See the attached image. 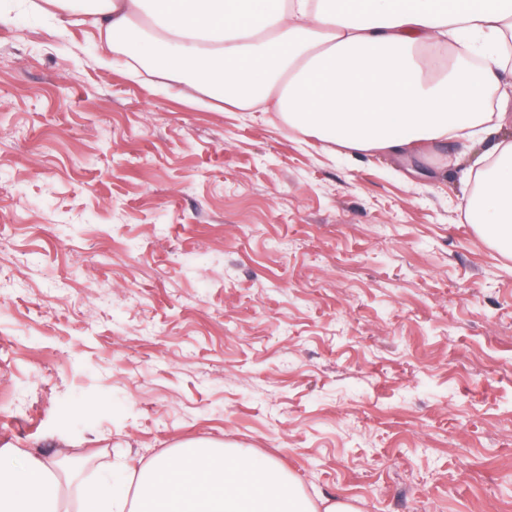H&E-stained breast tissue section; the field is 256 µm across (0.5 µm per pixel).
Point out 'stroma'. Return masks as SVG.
<instances>
[{
	"mask_svg": "<svg viewBox=\"0 0 512 512\" xmlns=\"http://www.w3.org/2000/svg\"><path fill=\"white\" fill-rule=\"evenodd\" d=\"M0 0V451L206 438L359 512H512V258L476 144L346 159Z\"/></svg>",
	"mask_w": 512,
	"mask_h": 512,
	"instance_id": "stroma-1",
	"label": "stroma"
}]
</instances>
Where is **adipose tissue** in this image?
<instances>
[{"mask_svg": "<svg viewBox=\"0 0 512 512\" xmlns=\"http://www.w3.org/2000/svg\"><path fill=\"white\" fill-rule=\"evenodd\" d=\"M43 0L71 11L133 62L160 59L187 100L224 91L235 112L270 98L293 131L350 156L404 159L478 142L471 222L512 255V0ZM120 490L83 484L69 498L52 460L0 459V512H358L313 501L278 463L192 439L125 464Z\"/></svg>", "mask_w": 512, "mask_h": 512, "instance_id": "1", "label": "adipose tissue"}]
</instances>
